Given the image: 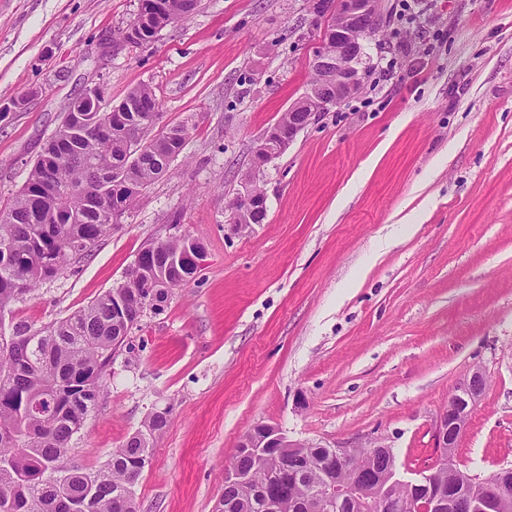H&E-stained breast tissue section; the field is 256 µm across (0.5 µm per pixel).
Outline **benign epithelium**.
<instances>
[{
    "instance_id": "benign-epithelium-1",
    "label": "benign epithelium",
    "mask_w": 512,
    "mask_h": 512,
    "mask_svg": "<svg viewBox=\"0 0 512 512\" xmlns=\"http://www.w3.org/2000/svg\"><path fill=\"white\" fill-rule=\"evenodd\" d=\"M311 12L315 23H322L330 36L317 49L313 58L316 76L308 93L288 107V130L275 125L260 141L254 154V169H259L279 153L285 151L297 134L309 125L317 112L329 109L357 91L362 83L359 64L364 53V42L369 25L381 15V0H312ZM77 102L90 105L92 112L112 111V101L106 88L95 84L84 89ZM256 177L250 174L239 193L241 207L233 208L232 216L242 217L252 208L258 196L255 190ZM487 387V376L482 367L473 366L448 399V406L436 415L433 425V440L437 448H451L448 442L450 418L456 413L461 401L476 404ZM247 448H299L301 443L291 441L278 429L268 424L253 427L249 436L242 440ZM433 469L421 473L414 481L397 477L395 470L389 471V483L415 487L413 498L418 512H444L452 507L443 494L432 484ZM368 496L367 488L357 485H339L331 481L319 486L310 501L315 512H329L345 499Z\"/></svg>"
}]
</instances>
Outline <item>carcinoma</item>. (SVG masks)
Wrapping results in <instances>:
<instances>
[{"mask_svg": "<svg viewBox=\"0 0 512 512\" xmlns=\"http://www.w3.org/2000/svg\"><path fill=\"white\" fill-rule=\"evenodd\" d=\"M152 2L139 0L135 18L112 41L147 46L187 19L199 0ZM161 108L150 86L135 87L100 113L106 135L92 129L93 113H63L26 183L0 210V315L112 232L113 197L130 210L170 172L195 124L182 121L151 138L140 119ZM189 248L181 237L152 242L121 287L85 307L40 329L16 323L7 332L0 325V512H138L134 486L168 427V412L152 413L95 471L73 461L72 445L143 306L160 310L171 290L198 274L185 266ZM393 465L391 448H356L335 473L328 448H281L275 460L238 447L231 466L248 480L224 481L222 512H308L303 505L330 475L371 488ZM499 474L471 476L464 496L496 487Z\"/></svg>", "mask_w": 512, "mask_h": 512, "instance_id": "obj_1", "label": "carcinoma"}]
</instances>
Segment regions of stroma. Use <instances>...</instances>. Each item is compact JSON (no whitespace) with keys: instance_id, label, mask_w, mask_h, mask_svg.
Masks as SVG:
<instances>
[{"instance_id":"1","label":"stroma","mask_w":512,"mask_h":512,"mask_svg":"<svg viewBox=\"0 0 512 512\" xmlns=\"http://www.w3.org/2000/svg\"><path fill=\"white\" fill-rule=\"evenodd\" d=\"M383 4L360 90L265 166L267 216L236 231L259 138L309 88L310 0H200L151 45L107 54L102 36L138 0H0V103L31 97L0 117V209L88 86L116 100L148 84L160 126L196 122L122 223L1 318L46 326L122 283L144 244H204L195 278L131 331L73 443L97 469L169 410L139 512H214L260 423L325 448L383 438L415 478L475 365L488 387L455 463L512 465V0Z\"/></svg>"}]
</instances>
